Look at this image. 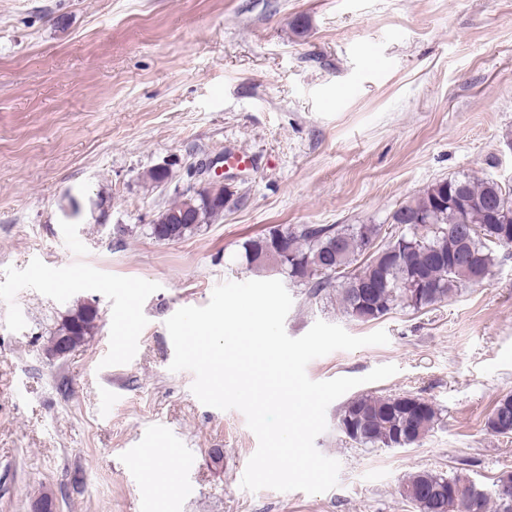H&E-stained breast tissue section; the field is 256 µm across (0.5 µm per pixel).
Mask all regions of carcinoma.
<instances>
[{
  "label": "carcinoma",
  "mask_w": 512,
  "mask_h": 512,
  "mask_svg": "<svg viewBox=\"0 0 512 512\" xmlns=\"http://www.w3.org/2000/svg\"><path fill=\"white\" fill-rule=\"evenodd\" d=\"M229 196L204 187L159 211L153 223L176 241L224 215ZM189 214L193 223L177 224ZM397 224L379 245L377 224H303L272 227L240 244V257L256 269H272L303 288L309 300L336 294L349 317L370 322L400 306L419 311L452 296L458 288L484 281L496 264L494 247L512 244V189L493 178L443 179L392 215ZM371 290L364 296L361 289ZM98 316L86 304L68 311L50 336L47 354L72 351L97 329ZM341 415L352 422L346 435L366 448H394V435L406 434L404 447L417 445L440 420L434 404L412 395H362L349 400ZM498 435L512 434V395L500 398L486 422ZM471 484L459 476L429 470L407 476L402 494L419 512H512V487L479 499H453L448 487Z\"/></svg>",
  "instance_id": "1"
}]
</instances>
